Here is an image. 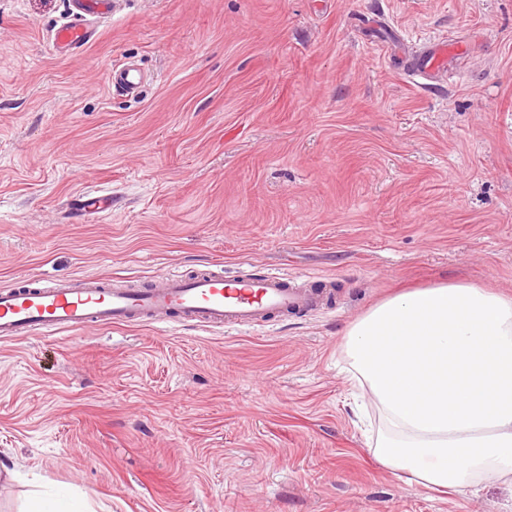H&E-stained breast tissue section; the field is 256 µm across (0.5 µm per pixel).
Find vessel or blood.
I'll list each match as a JSON object with an SVG mask.
<instances>
[{
	"instance_id": "vessel-or-blood-1",
	"label": "vessel or blood",
	"mask_w": 512,
	"mask_h": 512,
	"mask_svg": "<svg viewBox=\"0 0 512 512\" xmlns=\"http://www.w3.org/2000/svg\"><path fill=\"white\" fill-rule=\"evenodd\" d=\"M118 0H68L69 14L52 35L58 57L69 58L92 43L99 22L112 19ZM113 87L136 94L144 84L133 63L110 72ZM73 210L82 216L112 208L108 195L74 197ZM336 294L322 277L306 288L277 272L261 276L204 271L191 277L155 276L133 284L105 276L44 282L28 278L0 289V339L52 335L91 326L190 323L201 329L254 327L274 315L307 314L328 307Z\"/></svg>"
}]
</instances>
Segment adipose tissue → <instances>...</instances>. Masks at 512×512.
I'll use <instances>...</instances> for the list:
<instances>
[{
	"mask_svg": "<svg viewBox=\"0 0 512 512\" xmlns=\"http://www.w3.org/2000/svg\"><path fill=\"white\" fill-rule=\"evenodd\" d=\"M351 381L379 413L378 459L424 488L512 474V296L451 280L349 324Z\"/></svg>",
	"mask_w": 512,
	"mask_h": 512,
	"instance_id": "1",
	"label": "adipose tissue"
}]
</instances>
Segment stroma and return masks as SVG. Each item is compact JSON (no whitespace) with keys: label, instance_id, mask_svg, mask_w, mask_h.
Here are the masks:
<instances>
[{"label":"stroma","instance_id":"obj_1","mask_svg":"<svg viewBox=\"0 0 512 512\" xmlns=\"http://www.w3.org/2000/svg\"><path fill=\"white\" fill-rule=\"evenodd\" d=\"M66 0H0V287L208 269L335 279L263 326L0 340V512H512L431 491L354 425L343 331L404 290L512 293V0H122L55 55ZM458 47L427 84L406 55ZM136 62L134 96L110 69ZM112 192L72 221L68 198Z\"/></svg>","mask_w":512,"mask_h":512}]
</instances>
